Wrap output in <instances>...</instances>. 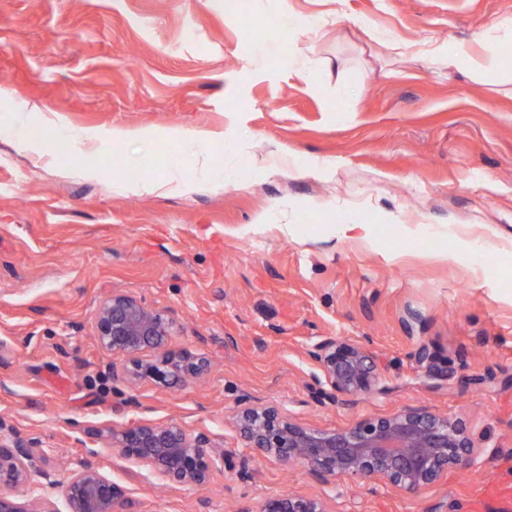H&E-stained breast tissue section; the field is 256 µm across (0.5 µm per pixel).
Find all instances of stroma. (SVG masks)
<instances>
[{"instance_id":"1","label":"stroma","mask_w":512,"mask_h":512,"mask_svg":"<svg viewBox=\"0 0 512 512\" xmlns=\"http://www.w3.org/2000/svg\"><path fill=\"white\" fill-rule=\"evenodd\" d=\"M288 12L322 27H284ZM505 15L512 0H0V419L49 453L53 481L94 459L134 512H255L288 493L330 498L333 512H473L486 491L500 507L512 79L440 70L427 52L483 54ZM70 128L97 133L94 150L37 160ZM116 128L145 137L117 145ZM203 150L208 172L191 165ZM176 166L177 189L129 181ZM117 291L173 314L170 346L208 356L205 382L113 381L122 359L91 326ZM315 336L368 342L389 393L313 402ZM422 344L447 380L418 373ZM244 400L327 430L425 408L465 419L478 456L413 494L332 486L239 447L228 419ZM138 423L209 432L232 465L203 488L163 487L112 451L109 430Z\"/></svg>"}]
</instances>
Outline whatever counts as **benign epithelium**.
Instances as JSON below:
<instances>
[{
	"label": "benign epithelium",
	"mask_w": 512,
	"mask_h": 512,
	"mask_svg": "<svg viewBox=\"0 0 512 512\" xmlns=\"http://www.w3.org/2000/svg\"><path fill=\"white\" fill-rule=\"evenodd\" d=\"M175 325L169 311L114 294L100 304L92 332L103 350L123 357L122 368L112 370L113 380L133 384L149 379L167 386L201 378L210 367L202 354L170 348ZM145 352L152 353L151 358H142ZM306 356L313 366L311 394L322 404L347 405L388 391L375 355L356 338L317 336ZM413 358L425 375L441 372L440 359L428 346L417 347ZM233 425L240 447L287 466L301 465L330 484L348 477L416 493L475 456L463 419L425 409H404L325 430L297 421L283 408L245 402L234 413ZM110 440L117 454L146 464L171 485L204 487L229 462L213 436L189 432L176 423L113 428ZM42 452L33 441L0 434V512H130L125 489L89 460L67 474L62 501H56L45 493L48 474L37 464ZM19 487L27 489V498L11 493ZM254 512L332 510L321 497L282 494L266 498Z\"/></svg>",
	"instance_id": "obj_1"
}]
</instances>
